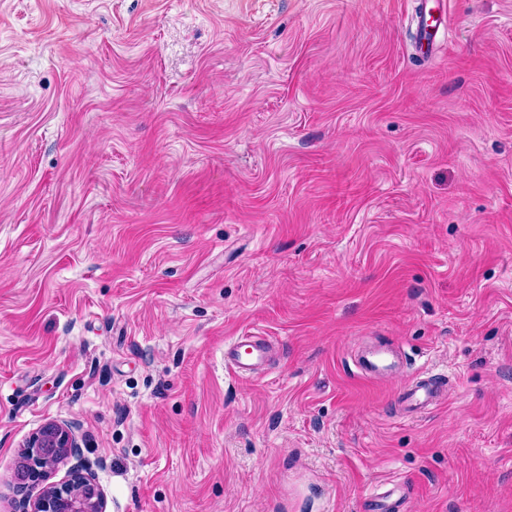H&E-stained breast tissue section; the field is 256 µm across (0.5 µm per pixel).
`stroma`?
Segmentation results:
<instances>
[{
  "label": "stroma",
  "instance_id": "1",
  "mask_svg": "<svg viewBox=\"0 0 512 512\" xmlns=\"http://www.w3.org/2000/svg\"><path fill=\"white\" fill-rule=\"evenodd\" d=\"M420 3L0 0V512L49 420L106 512H512V0ZM437 1H442V3L438 4V8L436 10L437 15L433 18L431 23H428L431 17L430 15L428 19L425 17L426 14L420 18V41L421 45H426L427 49L430 47L433 48V43L436 40L440 27L442 26L445 28L446 26H449V15L446 8V2L444 0ZM274 345L263 336H237L224 348V363L239 378H248L268 364ZM439 378L416 376L408 380L399 393V406L408 414H418L438 405L446 389ZM389 484H382L373 499L372 512H401V498L396 497L398 489L395 486L389 487Z\"/></svg>",
  "mask_w": 512,
  "mask_h": 512
}]
</instances>
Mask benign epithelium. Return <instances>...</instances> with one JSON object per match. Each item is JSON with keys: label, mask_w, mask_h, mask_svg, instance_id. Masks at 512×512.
<instances>
[{"label": "benign epithelium", "mask_w": 512, "mask_h": 512, "mask_svg": "<svg viewBox=\"0 0 512 512\" xmlns=\"http://www.w3.org/2000/svg\"><path fill=\"white\" fill-rule=\"evenodd\" d=\"M72 459L75 463L64 481L48 482L56 467ZM13 480L24 495L21 512H106L103 492L72 427L54 420L44 423L24 445Z\"/></svg>", "instance_id": "benign-epithelium-1"}]
</instances>
